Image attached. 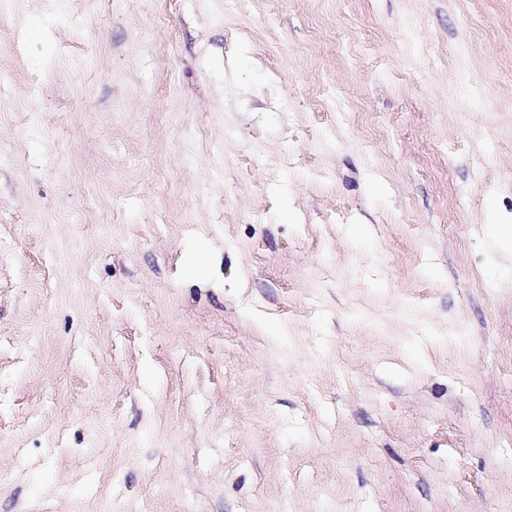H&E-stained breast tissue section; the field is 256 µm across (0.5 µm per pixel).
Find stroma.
Segmentation results:
<instances>
[{
	"instance_id": "35a3bbf8",
	"label": "stroma",
	"mask_w": 512,
	"mask_h": 512,
	"mask_svg": "<svg viewBox=\"0 0 512 512\" xmlns=\"http://www.w3.org/2000/svg\"><path fill=\"white\" fill-rule=\"evenodd\" d=\"M512 0H12L0 512H512Z\"/></svg>"
}]
</instances>
